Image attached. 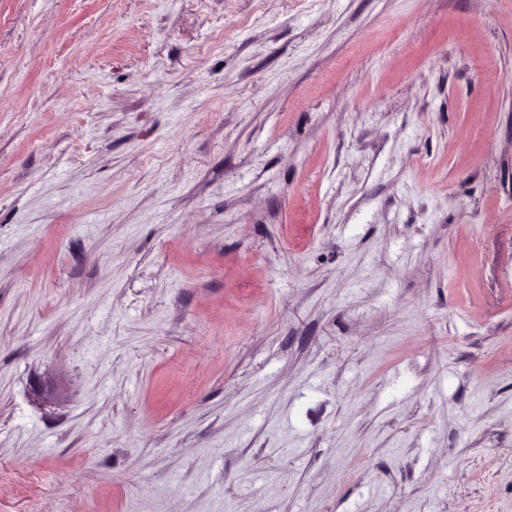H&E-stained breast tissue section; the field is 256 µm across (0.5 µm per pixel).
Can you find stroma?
Listing matches in <instances>:
<instances>
[{"instance_id": "stroma-1", "label": "stroma", "mask_w": 512, "mask_h": 512, "mask_svg": "<svg viewBox=\"0 0 512 512\" xmlns=\"http://www.w3.org/2000/svg\"><path fill=\"white\" fill-rule=\"evenodd\" d=\"M0 512H512V0H0Z\"/></svg>"}]
</instances>
